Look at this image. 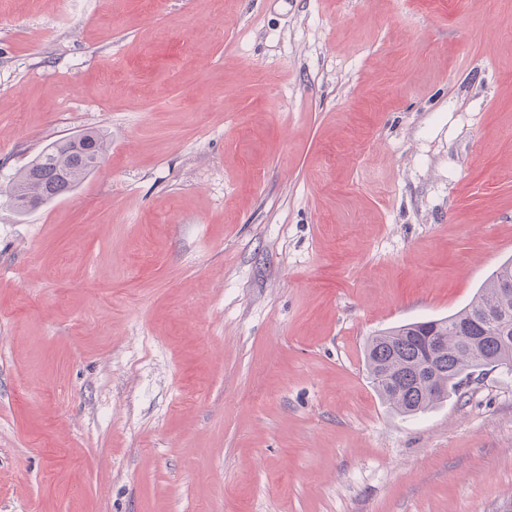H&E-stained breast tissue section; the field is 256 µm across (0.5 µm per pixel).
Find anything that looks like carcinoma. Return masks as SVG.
Instances as JSON below:
<instances>
[{
	"label": "carcinoma",
	"mask_w": 512,
	"mask_h": 512,
	"mask_svg": "<svg viewBox=\"0 0 512 512\" xmlns=\"http://www.w3.org/2000/svg\"><path fill=\"white\" fill-rule=\"evenodd\" d=\"M108 152V138L95 130L52 142L13 176L14 207L27 212L74 190L95 172L92 158L103 160ZM493 308L512 316L511 258L497 266L455 313L401 323L369 337L364 361L382 402L398 415L416 417L459 394L490 365L511 374L512 331L476 346L462 339L465 331L485 335L483 314Z\"/></svg>",
	"instance_id": "carcinoma-1"
}]
</instances>
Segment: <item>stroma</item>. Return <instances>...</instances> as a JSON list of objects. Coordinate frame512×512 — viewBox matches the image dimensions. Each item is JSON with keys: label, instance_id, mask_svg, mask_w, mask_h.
Returning a JSON list of instances; mask_svg holds the SVG:
<instances>
[{"label": "stroma", "instance_id": "35a3bbf8", "mask_svg": "<svg viewBox=\"0 0 512 512\" xmlns=\"http://www.w3.org/2000/svg\"><path fill=\"white\" fill-rule=\"evenodd\" d=\"M510 257L512 0H0V512H503L512 377L363 350ZM109 147L106 135L95 130L52 142L13 176L14 207L27 212L74 190L97 170L92 158L103 162Z\"/></svg>", "mask_w": 512, "mask_h": 512}]
</instances>
